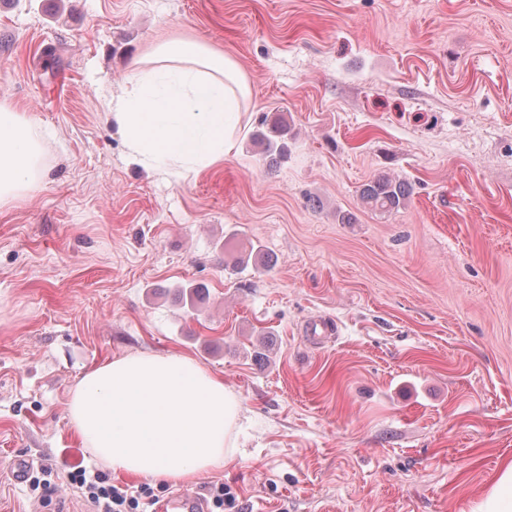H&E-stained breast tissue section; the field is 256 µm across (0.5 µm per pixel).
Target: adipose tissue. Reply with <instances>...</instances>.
I'll return each instance as SVG.
<instances>
[{
  "label": "adipose tissue",
  "mask_w": 512,
  "mask_h": 512,
  "mask_svg": "<svg viewBox=\"0 0 512 512\" xmlns=\"http://www.w3.org/2000/svg\"><path fill=\"white\" fill-rule=\"evenodd\" d=\"M251 95L231 56L195 39L158 44L135 63L109 115L130 162L171 174L224 160ZM32 125L0 106V202L37 182ZM238 402L223 380L185 355L130 354L87 372L71 392L70 423L113 472L177 484L223 469ZM472 512H512V459L502 462Z\"/></svg>",
  "instance_id": "1"
}]
</instances>
